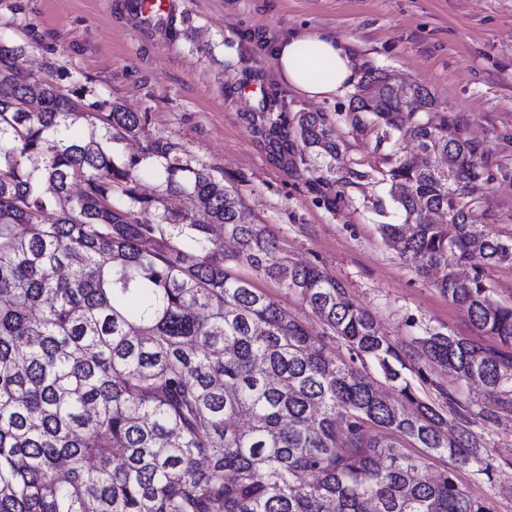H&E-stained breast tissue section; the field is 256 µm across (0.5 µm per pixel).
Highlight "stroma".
I'll return each mask as SVG.
<instances>
[{"instance_id":"35a3bbf8","label":"stroma","mask_w":512,"mask_h":512,"mask_svg":"<svg viewBox=\"0 0 512 512\" xmlns=\"http://www.w3.org/2000/svg\"><path fill=\"white\" fill-rule=\"evenodd\" d=\"M173 22L140 24L124 0H0V39L28 47L26 65L54 76L63 93L84 86L94 100L147 113L146 134L176 144L237 189L248 220L267 225L292 259L319 266L367 309L380 332L403 346L429 332L473 336L467 313L420 278L380 234L400 222L382 173L392 153L413 157V143H378L376 129L350 117L354 85L308 100L274 74L270 49L293 30L334 33L358 61V75L378 69L421 84L474 141L492 179L473 206L478 224L512 231V0H174ZM275 94L288 113L324 112L341 141L346 169L358 179L337 195L316 186L299 156L280 159L250 113ZM236 275L274 298L316 336L328 327L295 294L256 276ZM418 396L442 392L479 409L481 389L426 365ZM492 476L458 478L496 512H512V414L483 431Z\"/></svg>"}]
</instances>
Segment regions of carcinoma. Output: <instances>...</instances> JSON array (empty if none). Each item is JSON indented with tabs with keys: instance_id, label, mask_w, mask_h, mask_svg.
Segmentation results:
<instances>
[{
	"instance_id": "obj_1",
	"label": "carcinoma",
	"mask_w": 512,
	"mask_h": 512,
	"mask_svg": "<svg viewBox=\"0 0 512 512\" xmlns=\"http://www.w3.org/2000/svg\"><path fill=\"white\" fill-rule=\"evenodd\" d=\"M25 51L0 42V512H495L456 472L491 476L478 427L512 412V304L485 284L487 269L512 267V234L475 223L482 154L448 115L421 117L435 107L427 88L371 71L353 95L355 127L420 155L382 172L403 223L380 234L499 349L435 332L399 351L174 143L115 158L147 114L22 75ZM252 119L281 151L294 128L313 183L343 193L327 113L290 118L267 99ZM145 178L186 209L141 194ZM241 264L298 295L349 357L326 355L325 337L232 273ZM417 356L481 387L487 406L474 414L445 392V415L422 401L405 375ZM402 439L450 467L430 474Z\"/></svg>"
}]
</instances>
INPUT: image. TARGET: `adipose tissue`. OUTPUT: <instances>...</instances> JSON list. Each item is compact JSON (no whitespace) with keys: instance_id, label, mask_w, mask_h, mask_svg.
Returning <instances> with one entry per match:
<instances>
[{"instance_id":"adipose-tissue-1","label":"adipose tissue","mask_w":512,"mask_h":512,"mask_svg":"<svg viewBox=\"0 0 512 512\" xmlns=\"http://www.w3.org/2000/svg\"><path fill=\"white\" fill-rule=\"evenodd\" d=\"M278 79L309 99L342 89L354 76L348 44L326 31H298L281 36L272 47Z\"/></svg>"}]
</instances>
